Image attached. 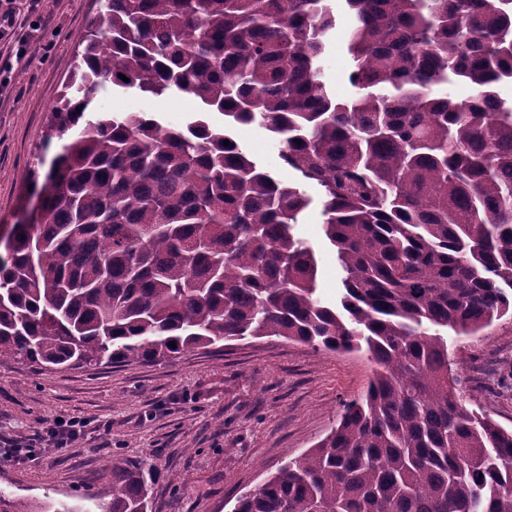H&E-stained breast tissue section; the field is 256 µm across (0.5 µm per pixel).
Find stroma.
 I'll use <instances>...</instances> for the list:
<instances>
[{"instance_id": "stroma-1", "label": "stroma", "mask_w": 512, "mask_h": 512, "mask_svg": "<svg viewBox=\"0 0 512 512\" xmlns=\"http://www.w3.org/2000/svg\"><path fill=\"white\" fill-rule=\"evenodd\" d=\"M21 32L44 18L35 48L17 57L15 39L0 40V237L24 222L59 139H47L52 107L67 82L84 31L99 21L104 0H16ZM336 42L322 78L339 98L356 90L347 79L348 15L336 11ZM96 112H150L180 126L198 105L178 94L162 98L104 87ZM235 136L263 170L295 183L283 166L277 138L265 128L240 125ZM319 203L296 227L319 266V295L337 304L342 273L325 238ZM456 393L470 408L512 430V318L483 334L449 336ZM375 364L367 352L327 353L280 338L231 341L195 349L152 364H112L94 370L35 372L18 360L0 358V437H32L56 416L88 423L78 443L15 464L0 460V489L13 494L21 512H53L58 502L97 512L87 491L112 479L116 467L143 465L154 473L153 512H232L240 493L259 488L287 458L314 447L334 428L342 406L365 392Z\"/></svg>"}]
</instances>
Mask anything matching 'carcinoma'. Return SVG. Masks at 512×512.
<instances>
[{
  "label": "carcinoma",
  "mask_w": 512,
  "mask_h": 512,
  "mask_svg": "<svg viewBox=\"0 0 512 512\" xmlns=\"http://www.w3.org/2000/svg\"><path fill=\"white\" fill-rule=\"evenodd\" d=\"M351 14L338 99L321 62ZM52 109L67 138L34 221L0 253V356L37 370L156 362L280 337L366 350L338 425L234 512H512V431L448 381V331L512 316V0H106ZM127 80H122L119 74ZM459 79L472 94L435 95ZM110 83L178 91L227 124L86 114ZM259 123L319 190L340 308L296 233L313 199L241 149ZM229 145H223V141ZM175 346H170V343ZM152 472L86 498L151 512Z\"/></svg>",
  "instance_id": "carcinoma-1"
}]
</instances>
